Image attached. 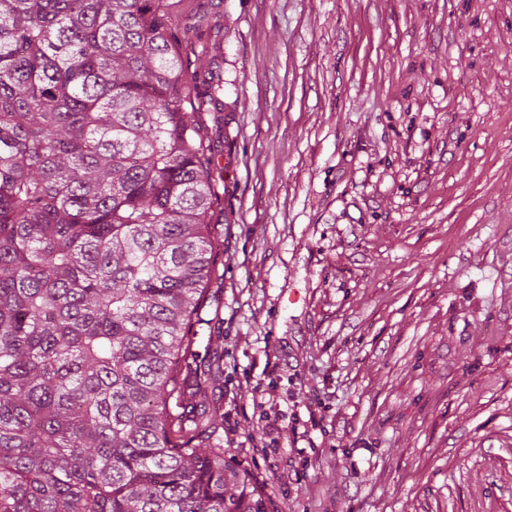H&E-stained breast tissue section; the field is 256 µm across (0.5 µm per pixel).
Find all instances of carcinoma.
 Listing matches in <instances>:
<instances>
[{"instance_id":"obj_1","label":"carcinoma","mask_w":512,"mask_h":512,"mask_svg":"<svg viewBox=\"0 0 512 512\" xmlns=\"http://www.w3.org/2000/svg\"><path fill=\"white\" fill-rule=\"evenodd\" d=\"M167 0H0V512H267L194 327L224 235Z\"/></svg>"}]
</instances>
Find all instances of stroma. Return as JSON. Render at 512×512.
I'll use <instances>...</instances> for the list:
<instances>
[{"label": "stroma", "instance_id": "stroma-1", "mask_svg": "<svg viewBox=\"0 0 512 512\" xmlns=\"http://www.w3.org/2000/svg\"><path fill=\"white\" fill-rule=\"evenodd\" d=\"M201 17L224 232L198 349L268 512H512V0H169ZM263 421L265 424L259 428V433L251 435V441L253 446L251 448H260L263 453H267V448H275L277 446V439L274 436L275 433L279 432L280 424L282 421L279 416L271 418L266 414Z\"/></svg>", "mask_w": 512, "mask_h": 512}]
</instances>
